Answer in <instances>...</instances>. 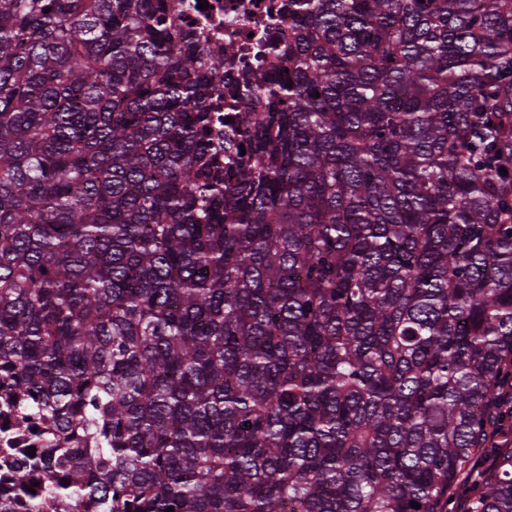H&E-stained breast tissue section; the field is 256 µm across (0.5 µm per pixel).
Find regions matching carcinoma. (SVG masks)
Listing matches in <instances>:
<instances>
[{"instance_id": "obj_1", "label": "carcinoma", "mask_w": 512, "mask_h": 512, "mask_svg": "<svg viewBox=\"0 0 512 512\" xmlns=\"http://www.w3.org/2000/svg\"><path fill=\"white\" fill-rule=\"evenodd\" d=\"M176 10L0 0V512H448L509 419L512 0H288L222 141ZM14 424V417L3 410L2 403L0 402V428L3 430V433H0L1 448H41V438L37 432H34V429L22 433L16 432L15 438L7 440L8 433L5 432L15 430Z\"/></svg>"}]
</instances>
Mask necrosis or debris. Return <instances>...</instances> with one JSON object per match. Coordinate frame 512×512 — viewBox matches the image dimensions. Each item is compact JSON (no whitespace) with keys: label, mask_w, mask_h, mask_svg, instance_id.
Instances as JSON below:
<instances>
[{"label":"necrosis or debris","mask_w":512,"mask_h":512,"mask_svg":"<svg viewBox=\"0 0 512 512\" xmlns=\"http://www.w3.org/2000/svg\"><path fill=\"white\" fill-rule=\"evenodd\" d=\"M179 0V20L185 29L209 34L210 58L219 70L218 108L233 103V86L258 77L288 31V0Z\"/></svg>","instance_id":"4bbe7bcc"}]
</instances>
